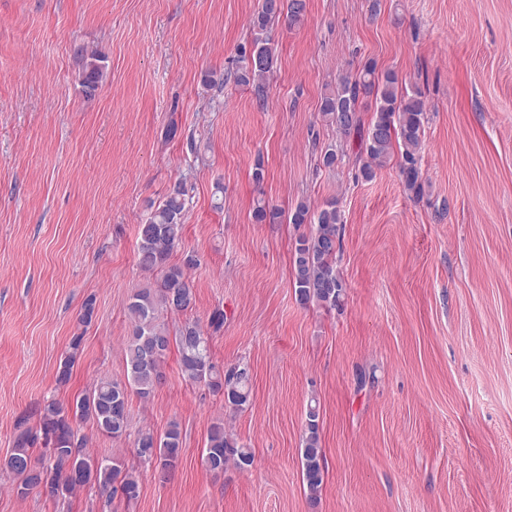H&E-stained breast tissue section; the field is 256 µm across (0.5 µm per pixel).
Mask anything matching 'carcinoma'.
Returning a JSON list of instances; mask_svg holds the SVG:
<instances>
[{
  "instance_id": "1",
  "label": "carcinoma",
  "mask_w": 512,
  "mask_h": 512,
  "mask_svg": "<svg viewBox=\"0 0 512 512\" xmlns=\"http://www.w3.org/2000/svg\"><path fill=\"white\" fill-rule=\"evenodd\" d=\"M307 0H261L250 23V39L237 50L235 66L215 77L204 73L203 83H234L251 89L258 102L265 101L272 72L273 39L276 21L285 18L288 25L304 22ZM82 93L91 97L106 77V57L98 50H80ZM374 105L370 121L362 115L363 105ZM319 120L348 141L357 143L355 160L365 159L360 173L366 180L396 161L399 177L410 195L423 192L420 152L428 123L427 103L421 92H405L397 72L382 71L367 60L355 74L344 77L336 89L321 99ZM344 153L330 145L321 151L319 166L333 170ZM191 187L183 178L173 182L163 199L138 226V265L144 271H157L160 278L153 288L130 295L126 305L131 331L125 346V380L101 378L94 387L65 406L49 400L37 409L38 425L30 427L27 419L18 422L11 453L0 458V471L13 476L12 491L20 498L36 491L55 504L72 498L84 487L96 486L106 495V504L117 512L116 499L130 502L140 494L144 473L117 462L97 460L87 452L88 423L99 435L121 439L129 435L131 397L147 402L161 386L164 365L172 350H177L184 380L200 383L223 397L232 410L244 409L250 401L249 367L237 363L228 368L213 362L211 333L224 327V310L216 308L209 316L207 332L196 321H186L175 333L161 320L164 313H188L196 307V293L186 269L197 264L196 256L184 255L181 262L171 261L182 241L183 218L191 199ZM253 219L260 224H279L286 220L296 228L307 224L300 233L291 255L292 285L298 303L327 310L342 306L347 284L338 268L343 218L336 200L318 206L306 200L298 202L287 218L278 209L256 200ZM81 337L71 340L70 350L59 363L57 382H69ZM319 405L307 406L302 436L301 475L311 503H316L324 484L323 448L319 426ZM182 432L173 421L158 434L151 429L136 433L134 448L139 463L152 467L161 478L172 475L182 454ZM203 461L214 473L228 466L246 470L253 464L254 453L226 431L219 420L208 429Z\"/></svg>"
}]
</instances>
